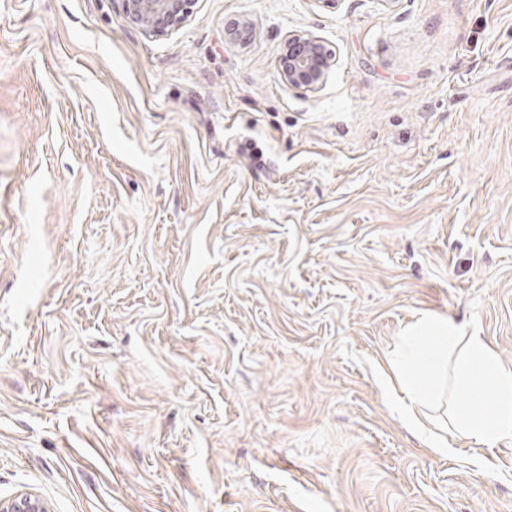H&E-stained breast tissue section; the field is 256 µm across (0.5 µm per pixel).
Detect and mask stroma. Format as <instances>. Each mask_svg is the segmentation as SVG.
Returning <instances> with one entry per match:
<instances>
[{
  "instance_id": "obj_1",
  "label": "stroma",
  "mask_w": 512,
  "mask_h": 512,
  "mask_svg": "<svg viewBox=\"0 0 512 512\" xmlns=\"http://www.w3.org/2000/svg\"><path fill=\"white\" fill-rule=\"evenodd\" d=\"M425 315L512 368V0H0V498L512 512V441L390 401ZM195 0H117L125 17L150 35H163L180 26ZM333 63V55L323 42L294 34L283 55L280 75L289 85L317 89Z\"/></svg>"
}]
</instances>
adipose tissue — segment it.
<instances>
[{
    "mask_svg": "<svg viewBox=\"0 0 512 512\" xmlns=\"http://www.w3.org/2000/svg\"><path fill=\"white\" fill-rule=\"evenodd\" d=\"M391 366L402 392L398 402L413 425L421 423V408L449 392L464 398L451 409L455 429L488 448L512 441V369L481 336L426 316L408 331Z\"/></svg>",
    "mask_w": 512,
    "mask_h": 512,
    "instance_id": "adipose-tissue-1",
    "label": "adipose tissue"
}]
</instances>
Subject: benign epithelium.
<instances>
[{
	"instance_id": "7a95c632",
	"label": "benign epithelium",
	"mask_w": 512,
	"mask_h": 512,
	"mask_svg": "<svg viewBox=\"0 0 512 512\" xmlns=\"http://www.w3.org/2000/svg\"><path fill=\"white\" fill-rule=\"evenodd\" d=\"M125 17L150 35H163L180 26L190 13L194 0H117ZM334 63L331 51L314 38L294 34L283 55L281 78L286 83L309 89L323 84ZM0 512H52L40 496L21 491L0 498Z\"/></svg>"
}]
</instances>
